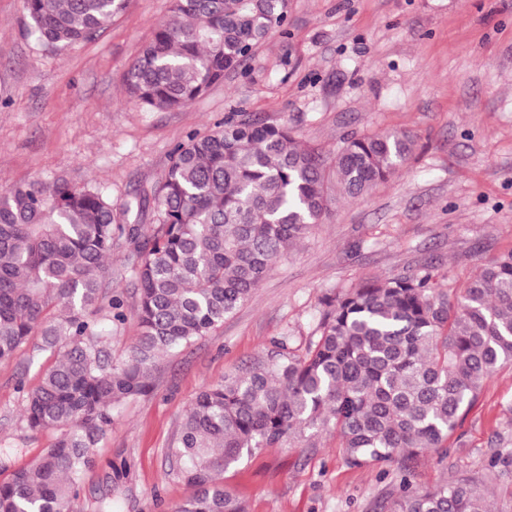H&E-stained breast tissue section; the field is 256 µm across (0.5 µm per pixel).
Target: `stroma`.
Segmentation results:
<instances>
[{
  "label": "stroma",
  "instance_id": "obj_1",
  "mask_svg": "<svg viewBox=\"0 0 512 512\" xmlns=\"http://www.w3.org/2000/svg\"><path fill=\"white\" fill-rule=\"evenodd\" d=\"M171 19V0H129L107 29L54 51L28 31L23 0H0V187L64 178L119 209L151 198L191 134L247 116L288 124L327 156L374 132H409L414 150L364 198L332 200L223 326L162 362L151 392L115 414L71 512L103 499L112 512H176L190 489L168 452L196 395L268 354H305L325 294L427 266L457 293L479 263L512 250V0H288L289 38L271 32L186 108H136L123 73ZM52 360L27 346L0 364V482L59 435L23 418ZM462 478L484 485L494 512H512V366L445 454L352 467L324 433L258 449L224 482L246 512H383L400 481L423 491Z\"/></svg>",
  "mask_w": 512,
  "mask_h": 512
}]
</instances>
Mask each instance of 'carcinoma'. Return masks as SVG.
I'll return each mask as SVG.
<instances>
[{"label":"carcinoma","mask_w":512,"mask_h":512,"mask_svg":"<svg viewBox=\"0 0 512 512\" xmlns=\"http://www.w3.org/2000/svg\"><path fill=\"white\" fill-rule=\"evenodd\" d=\"M173 20L124 74L138 107H186L239 69L268 31L288 37L287 0H171ZM128 0H24L31 32L60 50L104 30ZM406 132L352 136L328 158L286 124L226 121L170 156L152 204L158 224H118L112 199L64 179L0 191V363L33 344L55 360L27 392L32 432L61 430L38 462L0 482V512H69L113 413L151 391L161 360L213 333L310 225L329 191L365 196L412 154ZM124 245L138 292V338L112 358L128 316L112 282ZM303 356L278 354L204 387L171 458L192 490L177 512H245L224 473L260 448L334 431L346 462L413 459L448 437L512 364V250L481 263L461 295L435 274L368 281L323 299ZM388 512H491L478 481L402 488Z\"/></svg>","instance_id":"obj_1"}]
</instances>
